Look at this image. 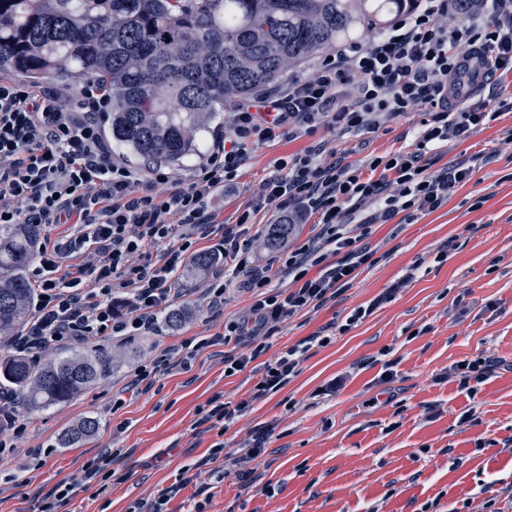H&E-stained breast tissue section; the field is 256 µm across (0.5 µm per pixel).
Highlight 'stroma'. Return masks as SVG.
Instances as JSON below:
<instances>
[{"label": "stroma", "mask_w": 512, "mask_h": 512, "mask_svg": "<svg viewBox=\"0 0 512 512\" xmlns=\"http://www.w3.org/2000/svg\"><path fill=\"white\" fill-rule=\"evenodd\" d=\"M477 101L497 111L462 142L451 141L432 154L430 165L466 160L471 180L456 188L442 208L412 223L374 224L368 239L377 261L351 287L316 311L280 324L267 348L247 367L224 374V357L246 350V339L225 336L224 327L249 317L250 293L228 287L224 306L208 307L206 276H182L176 307L187 313L176 329L162 322L138 336H112L119 354L112 375L72 401L23 413L28 446L0 454V512H28L34 497L78 475L94 458L111 454L116 482L105 491L88 489L61 512H134L169 485L181 470L192 483L169 505V512H487L495 501L512 512V71L496 75L476 91ZM420 115L381 121L373 132L337 137L321 129L348 161L408 149ZM309 139L260 147L242 167L238 184L214 202L226 224L239 207L255 202V189L272 173L273 159L303 151ZM444 262H437L440 251ZM417 273L401 277L409 267ZM394 300L329 344L310 349L299 373L277 393L252 400L265 362L297 342L318 334L355 307L368 303L394 282ZM214 338L197 352L189 368L152 375L142 392L129 390L136 370L161 352ZM388 362H380L381 352ZM492 356L504 362L475 393L460 389L451 374L457 362ZM390 382H382L384 370ZM345 386L323 394L336 376ZM249 410L217 436L201 418L215 396ZM473 414L464 424L463 414ZM97 418V434L71 448L58 447L61 434L85 418ZM268 443L252 462L250 481L231 464L258 432ZM223 440L224 450L210 458ZM52 446L43 461L32 446ZM208 497L195 503L197 486Z\"/></svg>", "instance_id": "35a3bbf8"}]
</instances>
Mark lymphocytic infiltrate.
<instances>
[{
	"instance_id": "lymphocytic-infiltrate-1",
	"label": "lymphocytic infiltrate",
	"mask_w": 512,
	"mask_h": 512,
	"mask_svg": "<svg viewBox=\"0 0 512 512\" xmlns=\"http://www.w3.org/2000/svg\"><path fill=\"white\" fill-rule=\"evenodd\" d=\"M451 0H411L377 36L337 46L276 92L235 105L224 133L186 179L155 165L145 170L118 161L103 135L108 96L95 81L59 93L0 76V225L36 224L55 230L38 247L31 270L36 299L25 334L9 350L40 361L52 344L80 345L105 336L149 330L178 295L176 279L200 240H216L218 264L208 292L212 306L239 284L252 292V323L229 332L248 339L250 353L225 359L244 370L266 348L280 323L322 308L371 266L367 242L373 220H413L448 201L474 168L454 164L433 173L427 154L438 144L470 137L496 114L459 98L477 61L486 78L512 70V0H480L459 23H449ZM424 114L413 147L347 162L325 144L279 158L258 198L279 220L317 216L319 232L289 252L277 269L260 264L248 232L252 207L234 225L219 222L212 203L237 185L249 154L318 128L338 135L374 129L380 119L411 110ZM374 207L368 220L360 213ZM288 281L279 289V281ZM314 341H301L266 362L252 396L283 389L299 373ZM106 459L87 463L78 477L32 500L30 512H59L77 492L107 487Z\"/></svg>"
}]
</instances>
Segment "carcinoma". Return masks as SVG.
Segmentation results:
<instances>
[{
	"label": "carcinoma",
	"instance_id": "carcinoma-1",
	"mask_svg": "<svg viewBox=\"0 0 512 512\" xmlns=\"http://www.w3.org/2000/svg\"><path fill=\"white\" fill-rule=\"evenodd\" d=\"M409 0H0V74L35 83L94 78L109 92L108 134L127 158L179 166L224 106L359 28L383 30ZM292 224L267 225L276 248ZM31 228L0 225V337L27 325L34 289ZM105 345L32 363L0 357V386L18 407L65 403L109 376ZM94 418L61 445L92 437Z\"/></svg>",
	"mask_w": 512,
	"mask_h": 512
}]
</instances>
